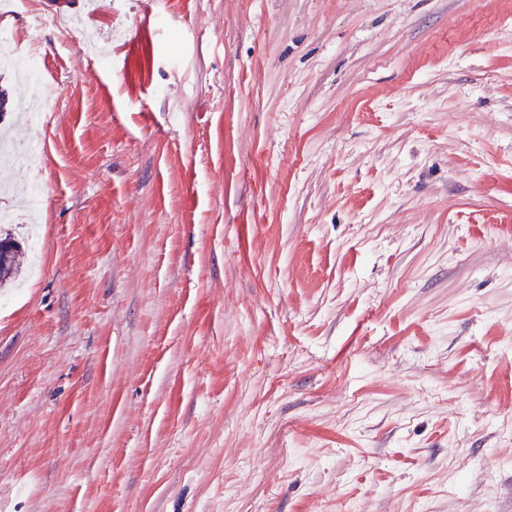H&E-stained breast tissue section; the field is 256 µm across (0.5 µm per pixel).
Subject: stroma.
Listing matches in <instances>:
<instances>
[{
	"mask_svg": "<svg viewBox=\"0 0 512 512\" xmlns=\"http://www.w3.org/2000/svg\"><path fill=\"white\" fill-rule=\"evenodd\" d=\"M0 512H512V0H30L0 36ZM38 102L40 122L19 121ZM0 59L3 62L18 63L25 67L34 83L41 79L40 63L34 54L16 55L9 49H2ZM19 248V243L11 237L0 238V287L3 280L10 279L17 269L16 256Z\"/></svg>",
	"mask_w": 512,
	"mask_h": 512,
	"instance_id": "1",
	"label": "stroma"
}]
</instances>
